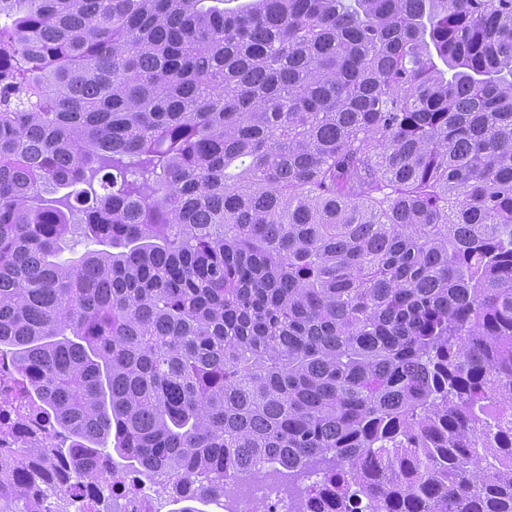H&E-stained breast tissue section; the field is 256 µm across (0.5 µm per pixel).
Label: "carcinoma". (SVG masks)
Segmentation results:
<instances>
[{
  "mask_svg": "<svg viewBox=\"0 0 512 512\" xmlns=\"http://www.w3.org/2000/svg\"><path fill=\"white\" fill-rule=\"evenodd\" d=\"M224 2L0 0V512H512V0ZM256 502L271 504L276 512H293L288 495L279 485L264 478L243 480L237 495L224 496V512H252Z\"/></svg>",
  "mask_w": 512,
  "mask_h": 512,
  "instance_id": "carcinoma-1",
  "label": "carcinoma"
}]
</instances>
